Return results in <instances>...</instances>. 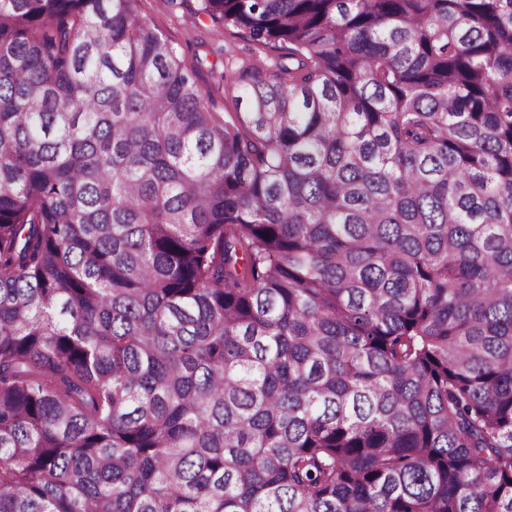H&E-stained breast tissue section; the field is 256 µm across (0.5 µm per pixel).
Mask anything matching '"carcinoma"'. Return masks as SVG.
Returning a JSON list of instances; mask_svg holds the SVG:
<instances>
[{
  "mask_svg": "<svg viewBox=\"0 0 512 512\" xmlns=\"http://www.w3.org/2000/svg\"><path fill=\"white\" fill-rule=\"evenodd\" d=\"M0 0V512H512V0ZM198 0H141L142 17L159 34L171 42L189 62L194 63L195 79L199 86L215 101L219 111L233 110L225 99L226 64H270L272 59L285 53V46L272 43L264 49L256 48L244 39L237 29L224 28L221 34L210 19L196 14ZM199 60V65L196 64Z\"/></svg>",
  "mask_w": 512,
  "mask_h": 512,
  "instance_id": "carcinoma-1",
  "label": "carcinoma"
}]
</instances>
